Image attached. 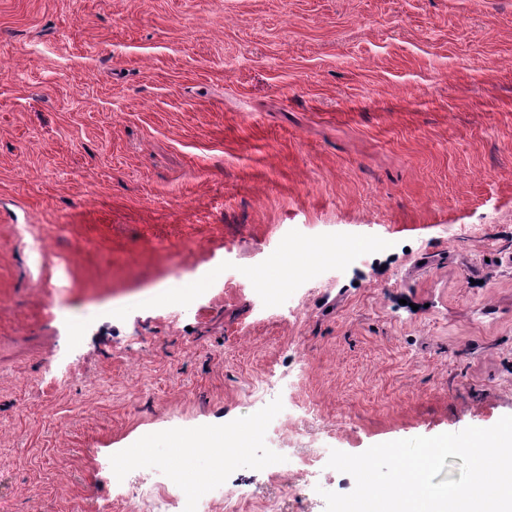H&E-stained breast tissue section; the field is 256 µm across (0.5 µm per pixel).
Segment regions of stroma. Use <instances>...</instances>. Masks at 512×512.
<instances>
[{
    "instance_id": "35a3bbf8",
    "label": "stroma",
    "mask_w": 512,
    "mask_h": 512,
    "mask_svg": "<svg viewBox=\"0 0 512 512\" xmlns=\"http://www.w3.org/2000/svg\"><path fill=\"white\" fill-rule=\"evenodd\" d=\"M291 233L367 252L260 309ZM263 415L243 512L512 415V0H0V512H150ZM209 437L211 442L215 446H208L206 442H199L198 448H181L182 449V460L185 466L191 468L195 465L199 460H206V454L203 453V450L206 448H218L216 451L220 454L223 452L224 442H225V433L224 429L220 427L214 428L210 430Z\"/></svg>"
}]
</instances>
